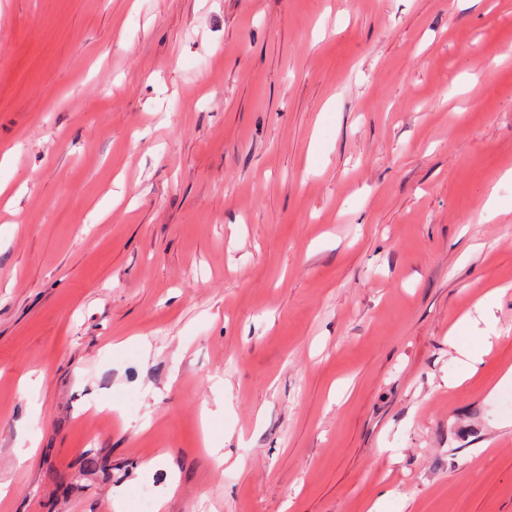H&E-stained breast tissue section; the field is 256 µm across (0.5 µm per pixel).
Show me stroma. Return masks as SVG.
<instances>
[{
    "label": "stroma",
    "instance_id": "obj_1",
    "mask_svg": "<svg viewBox=\"0 0 512 512\" xmlns=\"http://www.w3.org/2000/svg\"><path fill=\"white\" fill-rule=\"evenodd\" d=\"M4 153L0 512H512V0H0ZM502 289L497 288L489 292L485 297L481 298L474 305L478 318L482 320L486 328L479 330L477 328L479 320L475 318L471 312L464 314L453 328L448 332V346L453 349L457 356L464 359V363L469 368V373L474 374L478 371L483 363V356L487 354L491 347L493 337L490 333L494 331V322L492 318V310L488 305L487 298L491 295L498 294ZM464 332L475 333L477 343L473 346H461L456 341V336Z\"/></svg>",
    "mask_w": 512,
    "mask_h": 512
}]
</instances>
